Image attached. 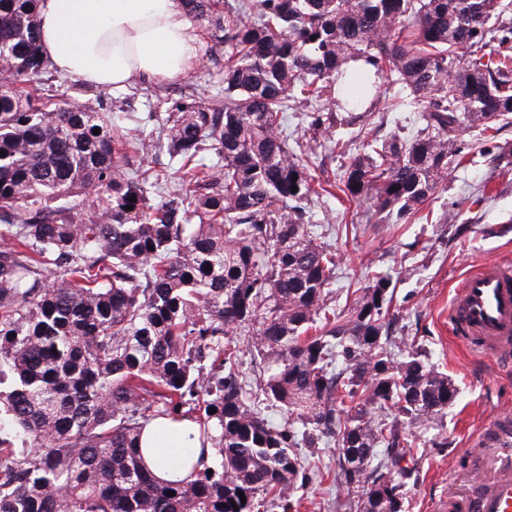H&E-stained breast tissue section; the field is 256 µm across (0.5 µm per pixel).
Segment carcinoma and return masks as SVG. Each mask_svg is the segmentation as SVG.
Here are the masks:
<instances>
[{
    "label": "carcinoma",
    "instance_id": "carcinoma-1",
    "mask_svg": "<svg viewBox=\"0 0 512 512\" xmlns=\"http://www.w3.org/2000/svg\"><path fill=\"white\" fill-rule=\"evenodd\" d=\"M183 3L221 94L184 93L154 141L97 102L43 92L39 0H0V512H254L309 483L299 449L328 441L338 487L371 472L357 512H404L401 424L441 413L455 389L426 349L387 351V276L330 316L336 254L308 204L337 188L414 216L460 128L512 123V4ZM371 97L419 124L353 155ZM288 111L336 130L339 180L304 163ZM160 147L173 173L127 169ZM250 327L281 420L258 410L228 337ZM184 419L213 456L190 481L161 480L143 427Z\"/></svg>",
    "mask_w": 512,
    "mask_h": 512
}]
</instances>
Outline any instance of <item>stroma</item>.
I'll return each mask as SVG.
<instances>
[{"mask_svg":"<svg viewBox=\"0 0 512 512\" xmlns=\"http://www.w3.org/2000/svg\"><path fill=\"white\" fill-rule=\"evenodd\" d=\"M187 84L204 97L218 91L204 63L177 82L143 83L134 92L73 77L54 91L64 100L100 102L107 111L113 97L124 96L126 126L151 136L168 101L178 99ZM150 112L156 113V120H147ZM288 129L307 142L312 169L334 176L339 164L329 157L331 134L313 132L299 114L290 115ZM489 143L508 148V155L495 160L481 154ZM451 152L454 162L445 185L428 205V219L377 224L365 204L343 196L311 203L321 240L339 262L329 304L343 310L348 292L366 285L368 271L387 274L394 288L392 307L399 315L394 336L414 338L430 349L435 368L456 390L443 412L405 427L416 444L415 471L402 479L406 512H448L451 489L473 475L471 438L490 418L512 422V366L467 351L448 324L450 301L468 274L489 258L512 265V125L484 132L466 129ZM308 462L319 476L300 488L303 503L298 512H356L355 504L368 485L360 483L350 493L335 487L328 473L338 462L336 445H321Z\"/></svg>","mask_w":512,"mask_h":512,"instance_id":"35a3bbf8","label":"stroma"}]
</instances>
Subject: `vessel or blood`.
<instances>
[{"mask_svg":"<svg viewBox=\"0 0 512 512\" xmlns=\"http://www.w3.org/2000/svg\"><path fill=\"white\" fill-rule=\"evenodd\" d=\"M449 320L475 347L500 360L512 359V269L485 261L456 290ZM474 487L465 497L467 512H512V429L501 426L476 454Z\"/></svg>","mask_w":512,"mask_h":512,"instance_id":"vessel-or-blood-1","label":"vessel or blood"}]
</instances>
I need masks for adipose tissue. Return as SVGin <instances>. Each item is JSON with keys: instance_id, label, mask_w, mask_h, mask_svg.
I'll return each mask as SVG.
<instances>
[{"instance_id": "ef3b65f1", "label": "adipose tissue", "mask_w": 512, "mask_h": 512, "mask_svg": "<svg viewBox=\"0 0 512 512\" xmlns=\"http://www.w3.org/2000/svg\"><path fill=\"white\" fill-rule=\"evenodd\" d=\"M40 45L54 68L94 85L122 87L132 77L176 81L198 63L203 39L182 0H41ZM190 421L170 422L165 435L147 426L146 466L178 481L190 467L171 461V448H194Z\"/></svg>"}]
</instances>
